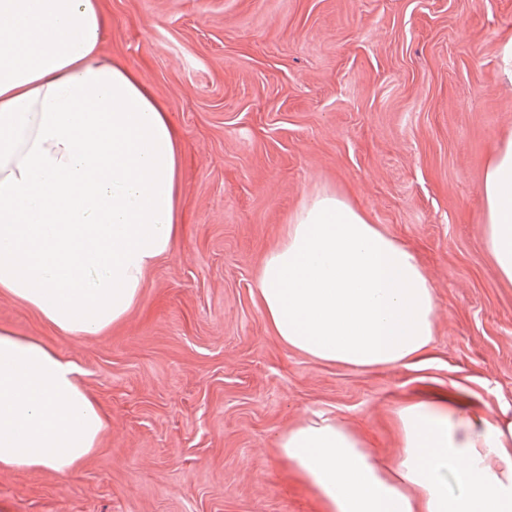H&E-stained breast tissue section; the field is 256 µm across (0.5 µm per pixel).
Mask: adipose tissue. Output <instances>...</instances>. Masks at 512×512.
Returning a JSON list of instances; mask_svg holds the SVG:
<instances>
[{"label":"adipose tissue","instance_id":"adipose-tissue-1","mask_svg":"<svg viewBox=\"0 0 512 512\" xmlns=\"http://www.w3.org/2000/svg\"><path fill=\"white\" fill-rule=\"evenodd\" d=\"M102 0H0V291L56 330L124 319L183 232V137L136 71L105 58ZM484 238L512 283V133L487 158ZM257 301L284 345L362 369L425 370L437 307L409 247L322 194L264 257ZM76 364L0 327V469L71 472L108 416ZM396 462L378 465L314 414L283 434L284 461L326 512H512V419L444 392L399 404Z\"/></svg>","mask_w":512,"mask_h":512}]
</instances>
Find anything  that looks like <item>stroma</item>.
<instances>
[{"instance_id":"stroma-1","label":"stroma","mask_w":512,"mask_h":512,"mask_svg":"<svg viewBox=\"0 0 512 512\" xmlns=\"http://www.w3.org/2000/svg\"><path fill=\"white\" fill-rule=\"evenodd\" d=\"M107 56L181 129L184 233L100 336L0 293V326L82 370L107 410L71 474L0 469V512H323L279 456L322 412L383 463L393 410L455 389L512 417V285L484 248V161L512 131L498 77L512 0H106ZM331 192L413 248L434 286L432 368L329 364L272 336L256 276Z\"/></svg>"}]
</instances>
